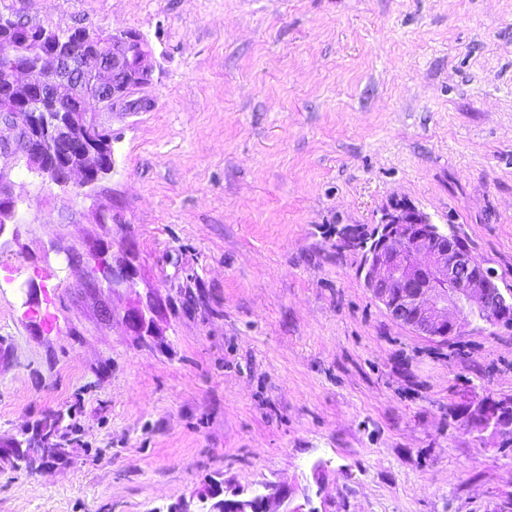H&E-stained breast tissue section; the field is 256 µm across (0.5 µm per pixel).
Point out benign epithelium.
I'll use <instances>...</instances> for the list:
<instances>
[{
	"mask_svg": "<svg viewBox=\"0 0 512 512\" xmlns=\"http://www.w3.org/2000/svg\"><path fill=\"white\" fill-rule=\"evenodd\" d=\"M6 64L0 66V227L18 223L23 200L13 195L7 177L22 162L42 181L61 186L78 175L77 194L95 190L112 172L107 164L111 137L97 113L86 108L94 99L112 101L114 112H136L144 100L136 90L150 81L152 70L142 63L139 72L128 67L131 34L112 33V48L99 46L104 34L83 35V47L71 51L56 33L9 19ZM68 265L104 259L92 266L89 282L97 288H133L137 269L124 254L57 244ZM365 287L389 316L415 333L448 341L465 327L512 328V290L500 287L497 276L448 232L410 204L392 203L382 211L379 225L359 270ZM154 299L137 302L122 320L132 331L152 336ZM465 418L480 427L512 434V405L485 397L464 410ZM37 459L64 456L45 432ZM201 512H314L293 504L295 491L286 484H267L254 494L212 478L196 493Z\"/></svg>",
	"mask_w": 512,
	"mask_h": 512,
	"instance_id": "obj_1",
	"label": "benign epithelium"
}]
</instances>
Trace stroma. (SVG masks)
Wrapping results in <instances>:
<instances>
[{
  "label": "stroma",
  "instance_id": "obj_1",
  "mask_svg": "<svg viewBox=\"0 0 512 512\" xmlns=\"http://www.w3.org/2000/svg\"><path fill=\"white\" fill-rule=\"evenodd\" d=\"M60 30L133 31L139 112H103L91 196L11 173L0 229V448L52 423L66 462H0V512H163L217 475L319 512H494L512 435L457 413L512 399V332L444 343L393 321L346 229L392 200L458 226L512 286V0H0ZM111 207L102 226L60 221ZM129 250L92 287L59 240ZM157 333L122 320L138 297ZM326 475L315 482L312 467Z\"/></svg>",
  "mask_w": 512,
  "mask_h": 512
}]
</instances>
